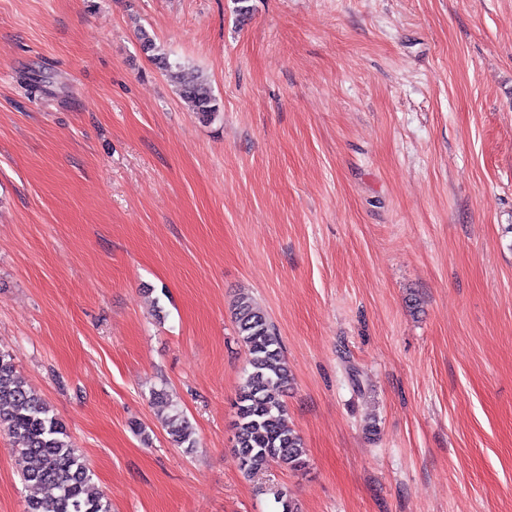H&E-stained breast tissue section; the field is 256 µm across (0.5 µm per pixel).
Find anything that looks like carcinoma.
<instances>
[{
    "label": "carcinoma",
    "mask_w": 512,
    "mask_h": 512,
    "mask_svg": "<svg viewBox=\"0 0 512 512\" xmlns=\"http://www.w3.org/2000/svg\"><path fill=\"white\" fill-rule=\"evenodd\" d=\"M139 40L192 110L205 121L215 119L219 106L207 84L185 66L170 63L146 31H140ZM234 308L237 333L249 355V370L236 401L235 448L248 454V464L240 470L246 475L271 465L301 470L306 466V450L286 422L282 396L291 374L277 329L247 294L237 297ZM165 427L173 445L195 447V432L180 415L166 417ZM0 428L22 443L16 453L24 480L56 490L54 495L29 502L27 512H111V503L92 491L90 471L63 426L27 388L11 356L1 352Z\"/></svg>",
    "instance_id": "cac0c4a2"
}]
</instances>
